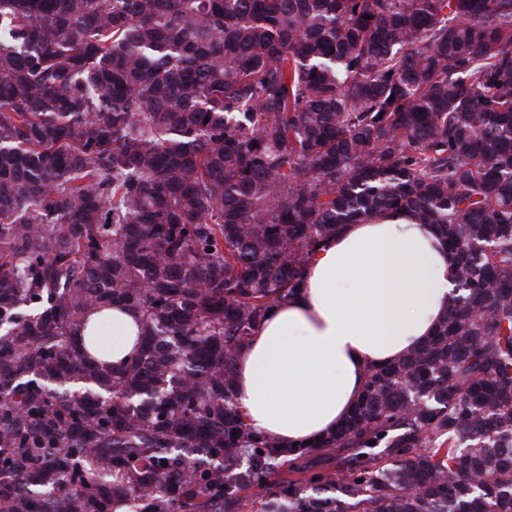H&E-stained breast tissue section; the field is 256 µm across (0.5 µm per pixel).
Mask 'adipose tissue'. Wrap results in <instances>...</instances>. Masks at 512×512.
<instances>
[{"mask_svg": "<svg viewBox=\"0 0 512 512\" xmlns=\"http://www.w3.org/2000/svg\"><path fill=\"white\" fill-rule=\"evenodd\" d=\"M455 265L436 228L402 212L349 224L308 262L302 288L274 305L238 357L246 422L286 444L319 440L345 419L369 368L433 334ZM140 318L112 309V361L135 351Z\"/></svg>", "mask_w": 512, "mask_h": 512, "instance_id": "ef3b65f1", "label": "adipose tissue"}]
</instances>
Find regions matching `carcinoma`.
Here are the masks:
<instances>
[{
	"label": "carcinoma",
	"mask_w": 512,
	"mask_h": 512,
	"mask_svg": "<svg viewBox=\"0 0 512 512\" xmlns=\"http://www.w3.org/2000/svg\"><path fill=\"white\" fill-rule=\"evenodd\" d=\"M387 210L455 260L440 326L255 432L239 352ZM118 509L512 512V0H0V512ZM140 324L139 316L132 310L112 306V363L119 364L135 352Z\"/></svg>",
	"instance_id": "cac0c4a2"
}]
</instances>
